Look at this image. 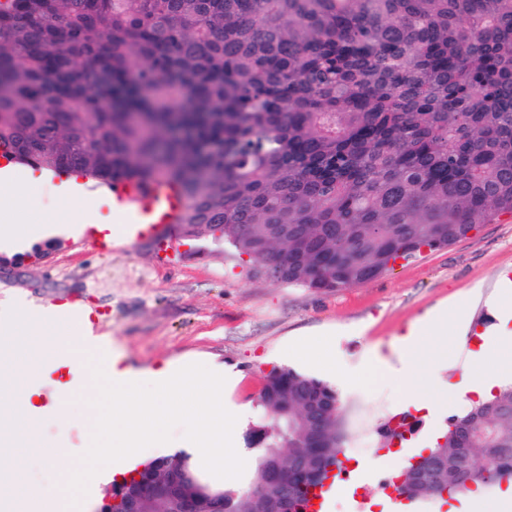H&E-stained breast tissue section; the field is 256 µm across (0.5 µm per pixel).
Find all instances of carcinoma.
<instances>
[{
    "label": "carcinoma",
    "instance_id": "carcinoma-1",
    "mask_svg": "<svg viewBox=\"0 0 512 512\" xmlns=\"http://www.w3.org/2000/svg\"><path fill=\"white\" fill-rule=\"evenodd\" d=\"M2 145L95 184L164 181L182 240L227 244L274 285L350 288L512 218V0H7ZM256 406L254 475L219 496L202 481L199 512H279L273 473L321 486L341 466L333 386L274 369ZM418 459L444 462L451 496L458 469L511 479L512 383ZM188 468L144 465L142 512H179ZM412 473L395 490L430 497Z\"/></svg>",
    "mask_w": 512,
    "mask_h": 512
}]
</instances>
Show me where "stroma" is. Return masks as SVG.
I'll list each match as a JSON object with an SVG mask.
<instances>
[{"label": "stroma", "instance_id": "obj_1", "mask_svg": "<svg viewBox=\"0 0 512 512\" xmlns=\"http://www.w3.org/2000/svg\"><path fill=\"white\" fill-rule=\"evenodd\" d=\"M58 185L47 181L21 202L20 220L38 216L54 222L68 212ZM94 230L77 237L33 242L20 254L0 252V300L20 296L34 309L62 302L89 306L102 319L98 334L118 346L132 372L145 373L177 362L208 361L232 369L236 382L226 398L258 415L256 397L265 376L290 367L337 386L345 406L346 455L353 463L351 484L366 493L365 512H397L380 505L377 484L390 478L383 461L378 428L403 414L406 393L421 391L423 381L395 384L365 373V352L378 347L390 360L398 355L399 334L427 312L451 303L468 307L467 339L485 332L495 319L489 306L499 281L512 271V220L480 226L447 248L398 261L369 282L335 292L272 285L246 275L238 254L213 244L194 253L160 257L153 238L123 247H101ZM329 343L336 370L328 372L299 356L303 345ZM60 371L39 388L43 408L39 431L56 446L55 462L32 451L27 476L51 489L77 469L91 429L87 400L63 396ZM471 398L444 396L437 415L420 419L418 432L401 447L408 465L417 449L429 446L450 417L463 414Z\"/></svg>", "mask_w": 512, "mask_h": 512}]
</instances>
